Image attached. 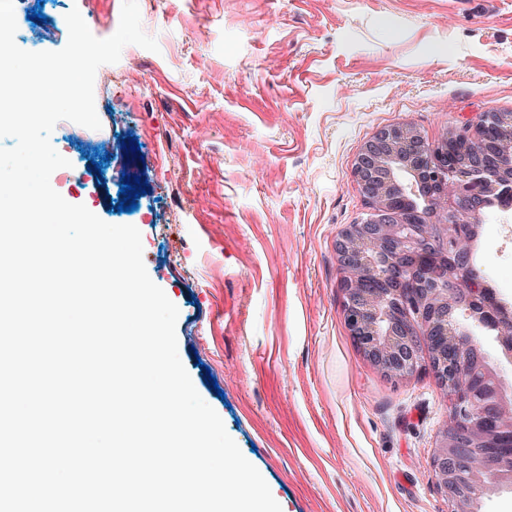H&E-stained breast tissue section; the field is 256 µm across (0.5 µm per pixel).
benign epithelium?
<instances>
[{
    "label": "benign epithelium",
    "instance_id": "obj_1",
    "mask_svg": "<svg viewBox=\"0 0 512 512\" xmlns=\"http://www.w3.org/2000/svg\"><path fill=\"white\" fill-rule=\"evenodd\" d=\"M480 118L507 132L501 143L481 140L468 126L450 127L440 141L430 143L409 123L386 127L365 142L353 173L370 201L371 216L346 225L336 242L345 324L360 351L395 383L430 366L452 399L450 421L440 432L433 466L456 512H467L460 504L465 477L473 498L512 486V472L493 480L481 464L466 468L465 437L486 439L485 422L495 421L498 431L512 441V406L504 404L502 394L486 402L475 398L473 380L501 384L503 375L480 351L466 325H448L451 305L498 330L501 344L512 350V314L503 308L490 314L484 287L472 278L470 242L475 225L457 220L463 211L479 214L502 182L497 177L451 174L444 185L430 187L448 224L447 236L439 238L402 215L395 201L398 183L393 170L416 178L424 165L450 171L454 155L465 153L471 166L483 171L486 157L495 152L511 169L512 113L487 112Z\"/></svg>",
    "mask_w": 512,
    "mask_h": 512
}]
</instances>
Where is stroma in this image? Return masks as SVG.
Masks as SVG:
<instances>
[{
  "label": "stroma",
  "instance_id": "1",
  "mask_svg": "<svg viewBox=\"0 0 512 512\" xmlns=\"http://www.w3.org/2000/svg\"><path fill=\"white\" fill-rule=\"evenodd\" d=\"M20 3L15 42L32 52L65 46L71 9L106 38L122 7ZM138 3L160 50L129 45L98 69L101 127L90 141L52 132L71 176L51 184L140 230L194 387L282 512H451L432 463L450 401L429 367L395 383L356 346L336 239L370 212L353 164L378 131L410 123L433 142L512 111V0ZM125 174L148 183L130 213L116 210ZM499 217L471 260L512 310Z\"/></svg>",
  "mask_w": 512,
  "mask_h": 512
}]
</instances>
